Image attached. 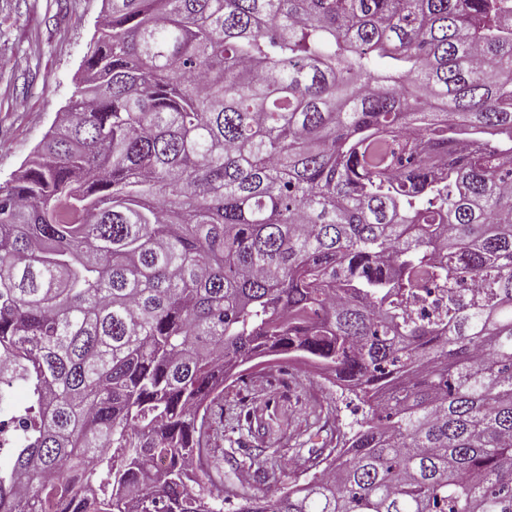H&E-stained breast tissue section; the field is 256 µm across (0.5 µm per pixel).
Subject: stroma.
Wrapping results in <instances>:
<instances>
[{
	"label": "stroma",
	"instance_id": "obj_1",
	"mask_svg": "<svg viewBox=\"0 0 512 512\" xmlns=\"http://www.w3.org/2000/svg\"><path fill=\"white\" fill-rule=\"evenodd\" d=\"M102 0H0V184L11 180L72 98L97 29ZM346 396L322 373L297 362H266L224 385V434L210 461L217 481L234 494L277 495L311 479L330 449L357 428ZM289 452L292 469L259 473L242 446Z\"/></svg>",
	"mask_w": 512,
	"mask_h": 512
}]
</instances>
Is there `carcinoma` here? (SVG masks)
I'll list each match as a JSON object with an SVG mask.
<instances>
[{
    "label": "carcinoma",
    "instance_id": "carcinoma-1",
    "mask_svg": "<svg viewBox=\"0 0 512 512\" xmlns=\"http://www.w3.org/2000/svg\"><path fill=\"white\" fill-rule=\"evenodd\" d=\"M278 356L365 415L237 512H512V0H104L0 185V512H223L212 405Z\"/></svg>",
    "mask_w": 512,
    "mask_h": 512
}]
</instances>
